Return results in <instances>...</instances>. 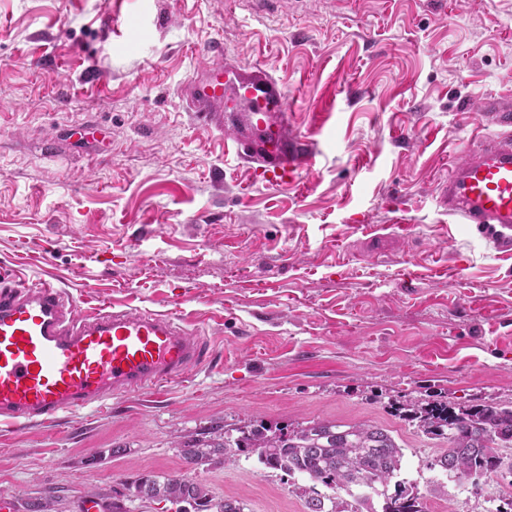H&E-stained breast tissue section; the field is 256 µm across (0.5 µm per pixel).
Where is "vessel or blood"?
<instances>
[{
	"instance_id": "1",
	"label": "vessel or blood",
	"mask_w": 512,
	"mask_h": 512,
	"mask_svg": "<svg viewBox=\"0 0 512 512\" xmlns=\"http://www.w3.org/2000/svg\"><path fill=\"white\" fill-rule=\"evenodd\" d=\"M201 76L184 87L195 118L223 127L216 101L242 98L262 104L236 115L235 155L271 186L313 167L307 139L289 136L285 84L266 68L223 64L220 43ZM501 133L465 146L448 174V213L463 224L493 230L512 245V113L500 115ZM210 356L206 341L183 318L103 305L88 314L58 286L32 282L0 268V423L22 426L75 416L113 396L185 378Z\"/></svg>"
}]
</instances>
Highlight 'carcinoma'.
I'll use <instances>...</instances> for the list:
<instances>
[{
  "label": "carcinoma",
  "mask_w": 512,
  "mask_h": 512,
  "mask_svg": "<svg viewBox=\"0 0 512 512\" xmlns=\"http://www.w3.org/2000/svg\"><path fill=\"white\" fill-rule=\"evenodd\" d=\"M393 409L419 434L446 446L428 465L439 469L442 479L434 481L439 488L446 480L490 477L491 458L501 448H512V405L457 406L436 394L412 397ZM181 454L188 471L140 475L135 481L140 499L186 505L191 512H245L246 503L216 499L192 471L254 456L262 468L288 475L289 489L304 500L306 512H426L417 485L400 478L404 448L376 424L319 419L286 429L261 420L233 430L217 425L188 435ZM319 485L326 491L317 490ZM58 504V497L48 493L29 499L24 509L58 512Z\"/></svg>",
  "instance_id": "carcinoma-1"
}]
</instances>
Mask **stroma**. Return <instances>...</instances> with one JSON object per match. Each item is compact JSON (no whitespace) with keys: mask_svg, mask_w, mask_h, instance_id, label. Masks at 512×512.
<instances>
[{"mask_svg":"<svg viewBox=\"0 0 512 512\" xmlns=\"http://www.w3.org/2000/svg\"><path fill=\"white\" fill-rule=\"evenodd\" d=\"M216 40L285 82L317 153L292 184L254 181L182 102ZM498 102L512 0H0V264L89 314L181 315L216 354L73 418L0 423L14 512L183 471L180 443L218 423L319 418L392 430L428 512H493L512 479L435 489L440 446L390 404L512 403V250L444 196ZM197 475L250 512H305L256 460Z\"/></svg>","mask_w":512,"mask_h":512,"instance_id":"1","label":"stroma"}]
</instances>
